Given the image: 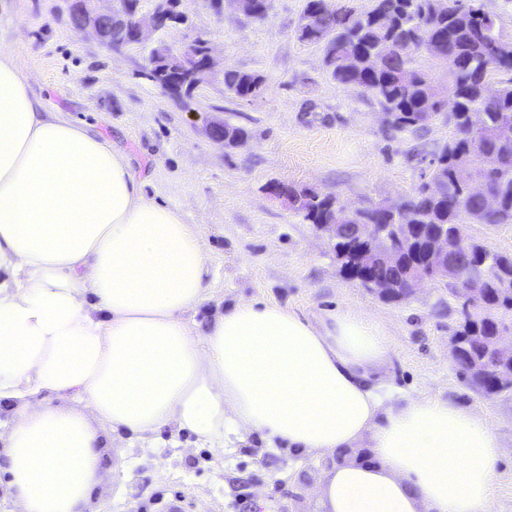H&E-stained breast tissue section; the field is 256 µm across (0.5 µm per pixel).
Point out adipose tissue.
Segmentation results:
<instances>
[{
  "label": "adipose tissue",
  "instance_id": "1",
  "mask_svg": "<svg viewBox=\"0 0 512 512\" xmlns=\"http://www.w3.org/2000/svg\"><path fill=\"white\" fill-rule=\"evenodd\" d=\"M208 270L196 226L106 140L47 111L0 47V398L17 402L0 453L16 512H86L100 422L173 426L217 450L256 433L363 451L319 485L325 512H489L499 438L448 402L384 405L383 327L242 302L199 337L185 316Z\"/></svg>",
  "mask_w": 512,
  "mask_h": 512
}]
</instances>
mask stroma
<instances>
[{
  "mask_svg": "<svg viewBox=\"0 0 512 512\" xmlns=\"http://www.w3.org/2000/svg\"><path fill=\"white\" fill-rule=\"evenodd\" d=\"M307 0H269L263 18L235 0H183L185 24L145 44L108 49L73 30L64 0H0V45L9 48L44 107L101 134L125 153L148 197L177 207L205 241L206 299L186 321L204 334L218 312L240 302L277 305L313 318L354 311L381 323L389 360L385 404L429 398L479 413L504 444L490 512H512V393L486 397L458 373L450 338L463 321L445 284L429 282L400 302L362 287L341 269L329 234L268 194L279 181L336 197L348 208L411 195L426 156L452 135L443 120L396 130L362 89L333 81L323 50L296 30ZM196 39L213 48L214 74L195 100L171 98L145 75L151 48ZM262 74L256 98L225 92L222 71ZM247 133L228 148L209 138L204 117ZM325 453L296 454L252 434L216 455L186 430L142 438L104 431L90 512H322L315 490L330 468Z\"/></svg>",
  "mask_w": 512,
  "mask_h": 512,
  "instance_id": "1",
  "label": "stroma"
}]
</instances>
